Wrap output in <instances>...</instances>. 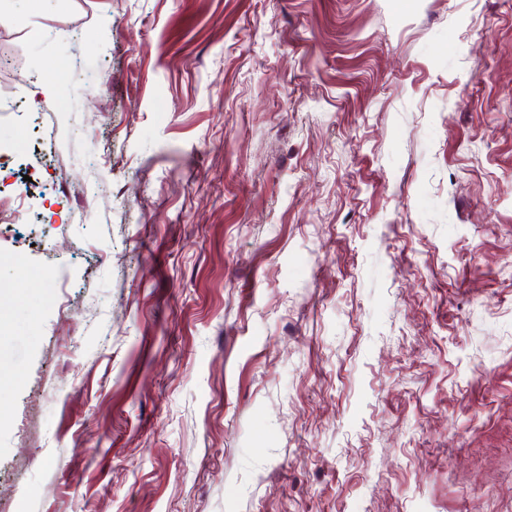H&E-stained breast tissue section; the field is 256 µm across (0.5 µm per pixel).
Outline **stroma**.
<instances>
[{
  "label": "stroma",
  "instance_id": "stroma-1",
  "mask_svg": "<svg viewBox=\"0 0 512 512\" xmlns=\"http://www.w3.org/2000/svg\"><path fill=\"white\" fill-rule=\"evenodd\" d=\"M1 51L0 512H512V0H0Z\"/></svg>",
  "mask_w": 512,
  "mask_h": 512
}]
</instances>
